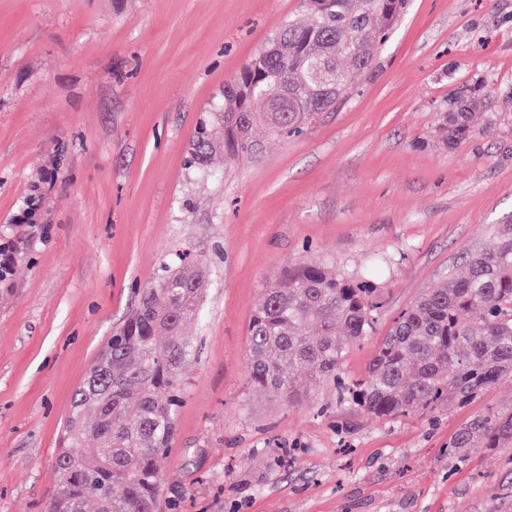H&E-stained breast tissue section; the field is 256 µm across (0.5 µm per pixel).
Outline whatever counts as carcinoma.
<instances>
[{
	"label": "carcinoma",
	"instance_id": "1",
	"mask_svg": "<svg viewBox=\"0 0 512 512\" xmlns=\"http://www.w3.org/2000/svg\"><path fill=\"white\" fill-rule=\"evenodd\" d=\"M407 0H307L310 20L288 24L230 83L194 143L190 166L211 165L212 132L224 133V159L261 157L267 138L338 107L354 78L372 71L405 15ZM273 82L275 102L259 99ZM474 98H450L445 140L470 133ZM23 241L0 243V281ZM207 281L203 262L167 267L142 290L76 389L46 512H157L158 461L167 454L183 403L180 369L194 352L185 326L199 313ZM379 289L371 275L328 264H299L266 284L248 326L252 387L299 400V375L309 371L338 384L345 399L379 418L432 411L445 401L467 404L512 375V224L496 245L470 254L463 275L448 279L393 321L365 374L342 380L345 346L369 335ZM91 439L88 460L68 452ZM512 449V415L484 413L448 443L453 453L477 445Z\"/></svg>",
	"mask_w": 512,
	"mask_h": 512
}]
</instances>
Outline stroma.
Listing matches in <instances>:
<instances>
[{"label":"stroma","instance_id":"1","mask_svg":"<svg viewBox=\"0 0 512 512\" xmlns=\"http://www.w3.org/2000/svg\"><path fill=\"white\" fill-rule=\"evenodd\" d=\"M305 0H0V512H45L72 395L162 266H208L159 512H512V450L448 442L512 413V377L468 404L378 418L301 376L247 381V330L285 268L383 258L361 377L399 313L512 224V0H410L377 67L302 135L221 180L189 166L212 104ZM483 87L472 132L440 114ZM474 99V97L463 93L450 98L448 112L443 113V129L448 144H453L469 135L471 112L465 111L474 102Z\"/></svg>","mask_w":512,"mask_h":512}]
</instances>
